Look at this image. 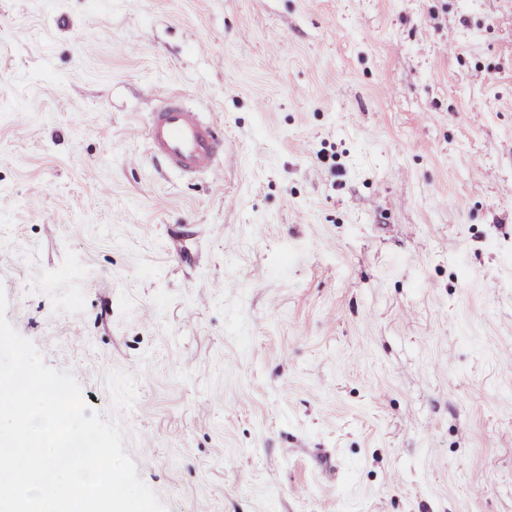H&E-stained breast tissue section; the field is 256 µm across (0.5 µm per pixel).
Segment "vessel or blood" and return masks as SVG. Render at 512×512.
Instances as JSON below:
<instances>
[{"label":"vessel or blood","mask_w":512,"mask_h":512,"mask_svg":"<svg viewBox=\"0 0 512 512\" xmlns=\"http://www.w3.org/2000/svg\"><path fill=\"white\" fill-rule=\"evenodd\" d=\"M146 136L160 163L186 174L212 169L224 146L216 122L187 108L178 98L154 112Z\"/></svg>","instance_id":"1"}]
</instances>
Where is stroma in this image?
<instances>
[{"mask_svg":"<svg viewBox=\"0 0 512 512\" xmlns=\"http://www.w3.org/2000/svg\"><path fill=\"white\" fill-rule=\"evenodd\" d=\"M0 284L167 512H512V0H0ZM146 136L160 163L186 174L212 169L224 146L217 123L187 108L180 98H171L153 113Z\"/></svg>","mask_w":512,"mask_h":512,"instance_id":"obj_1","label":"stroma"}]
</instances>
